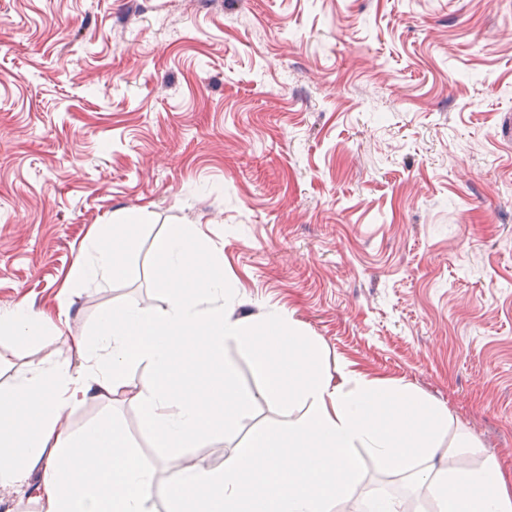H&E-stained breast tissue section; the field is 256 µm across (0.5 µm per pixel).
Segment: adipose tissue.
Instances as JSON below:
<instances>
[{"instance_id": "1", "label": "adipose tissue", "mask_w": 512, "mask_h": 512, "mask_svg": "<svg viewBox=\"0 0 512 512\" xmlns=\"http://www.w3.org/2000/svg\"><path fill=\"white\" fill-rule=\"evenodd\" d=\"M129 247L117 224L91 239L77 283L137 277ZM155 251L163 309L109 308L90 340L62 343L47 317L21 305L0 312V331L45 351L0 390V487L19 484L25 461L48 448L43 512H150L156 472L131 450L123 422L74 430L65 420L87 397L125 393L166 450L169 512H346L359 501L364 512H405L401 500L360 492L359 448L385 470L415 474L437 512H512V480L494 458L460 472L435 464L447 408L400 383L329 373L319 339L302 335L288 312L260 326L236 317L224 257L197 225H169ZM231 345L250 355L265 399L304 412L256 431L223 466L186 462L184 448L225 437L252 409L255 397L226 355ZM136 361L150 374L130 389Z\"/></svg>"}]
</instances>
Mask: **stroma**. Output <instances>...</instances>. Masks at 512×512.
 Here are the masks:
<instances>
[{"label":"stroma","instance_id":"1","mask_svg":"<svg viewBox=\"0 0 512 512\" xmlns=\"http://www.w3.org/2000/svg\"><path fill=\"white\" fill-rule=\"evenodd\" d=\"M512 0H0V308L92 335L159 309L155 239L199 225L234 314H292L328 371L444 405L437 459L512 476ZM138 217L133 280L73 287L100 225ZM0 334V386L39 362ZM148 464L136 403L90 398ZM257 401L213 467L281 420ZM44 460L17 512H40Z\"/></svg>","mask_w":512,"mask_h":512}]
</instances>
